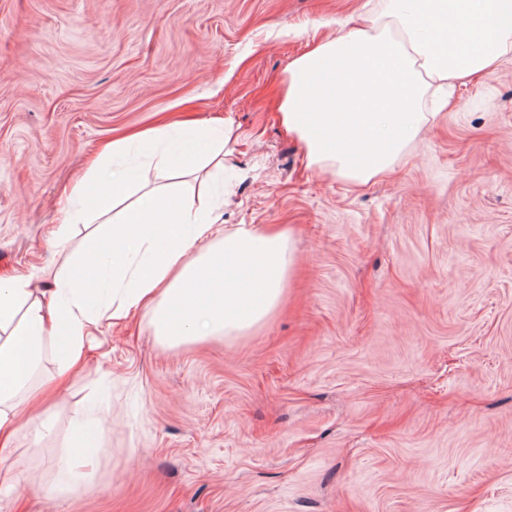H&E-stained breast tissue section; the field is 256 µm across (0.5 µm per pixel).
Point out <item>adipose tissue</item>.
<instances>
[{"mask_svg":"<svg viewBox=\"0 0 512 512\" xmlns=\"http://www.w3.org/2000/svg\"><path fill=\"white\" fill-rule=\"evenodd\" d=\"M512 59V0H388L345 35L318 38L288 65L279 105L285 131L300 141L307 165L351 186L393 171L428 126L429 90L491 74ZM231 124L185 131L175 124L112 140L111 169H89L68 198L95 185L94 206L113 212L100 237L109 267L94 308L80 279L60 283L46 303L29 277L0 282V438L29 425L40 401L32 381L47 339L63 337L60 372L82 359L90 327L145 311L154 336L175 347L239 336L281 304L294 265L292 230L241 224L224 232L209 210L187 202L182 177L207 181L224 167ZM169 183L141 194L121 164L136 144Z\"/></svg>","mask_w":512,"mask_h":512,"instance_id":"obj_1","label":"adipose tissue"}]
</instances>
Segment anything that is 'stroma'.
<instances>
[{"mask_svg":"<svg viewBox=\"0 0 512 512\" xmlns=\"http://www.w3.org/2000/svg\"><path fill=\"white\" fill-rule=\"evenodd\" d=\"M387 0H0V280L51 295L104 223L55 233L101 145L230 121L220 224L292 227L279 307L160 344L102 320L0 453V512H512V60L362 189L285 133L311 34ZM94 457L58 488L68 449Z\"/></svg>","mask_w":512,"mask_h":512,"instance_id":"stroma-1","label":"stroma"}]
</instances>
